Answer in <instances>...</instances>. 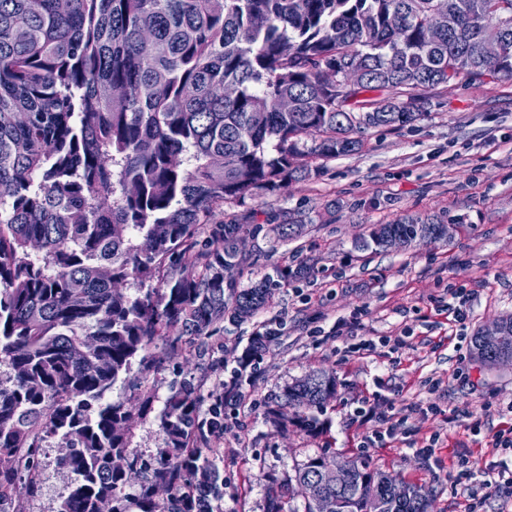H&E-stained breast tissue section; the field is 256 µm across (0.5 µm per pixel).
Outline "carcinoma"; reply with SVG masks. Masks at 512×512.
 Returning a JSON list of instances; mask_svg holds the SVG:
<instances>
[{"label": "carcinoma", "mask_w": 512, "mask_h": 512, "mask_svg": "<svg viewBox=\"0 0 512 512\" xmlns=\"http://www.w3.org/2000/svg\"><path fill=\"white\" fill-rule=\"evenodd\" d=\"M436 8L456 25L430 45ZM504 11L512 0H0V512L33 492L55 437L70 443L60 466L73 475L58 512H97L102 499L112 512H221L210 436L224 430V396L203 417L201 384L183 379L155 416L162 446L145 461L131 423L154 397L140 376L204 345L224 317L253 319L307 268L243 288L225 280L237 241L260 226L213 213L308 177L313 159L358 152L367 129L421 119L441 86L512 77ZM488 38L502 56L481 55ZM350 67L365 82L339 96L327 72ZM288 97L291 112L279 107ZM442 228L374 224L359 246ZM130 279L133 294L121 289ZM275 340L255 331L244 357ZM313 375L284 386L265 421L322 435L317 413L336 378ZM119 382L137 394L105 401ZM114 457L140 475L133 498ZM323 457L273 481L264 512L296 497L303 508L289 512H317L322 494L337 512H426L422 486L364 459L346 460V487L322 484Z\"/></svg>", "instance_id": "carcinoma-1"}]
</instances>
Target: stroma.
Listing matches in <instances>:
<instances>
[{"instance_id": "35a3bbf8", "label": "stroma", "mask_w": 512, "mask_h": 512, "mask_svg": "<svg viewBox=\"0 0 512 512\" xmlns=\"http://www.w3.org/2000/svg\"><path fill=\"white\" fill-rule=\"evenodd\" d=\"M425 110L402 128L367 130L361 153L318 162L309 179L279 194L225 205L228 222L262 225L273 211L304 225L290 239L262 231L248 240L246 260L234 271L241 284L300 263L313 272L279 288L255 321L224 322L205 352L167 360L145 382L158 408L190 376L211 391L229 378L258 324H281L243 383L248 408L226 406L224 431L212 440L224 455L222 512H263L270 477H285L314 452L370 459L425 486L433 512H464L467 492L450 476L456 460L492 468L512 459L492 446L512 421V369L482 370L472 356L477 329L512 314V77L438 89ZM406 216L453 223V236L355 248L370 225ZM448 305L464 319L447 318ZM364 339L377 342L376 352H354ZM219 350L221 370L211 366ZM319 369L332 371L337 383L321 415L325 434L281 433L267 424L268 401ZM377 399L406 408L403 442L367 446L376 424L357 410ZM431 403L456 411L455 420L427 413ZM432 441L435 452L424 457L420 450ZM66 451L61 439L49 440L37 488L18 502L19 512H57L71 482L59 464Z\"/></svg>"}]
</instances>
